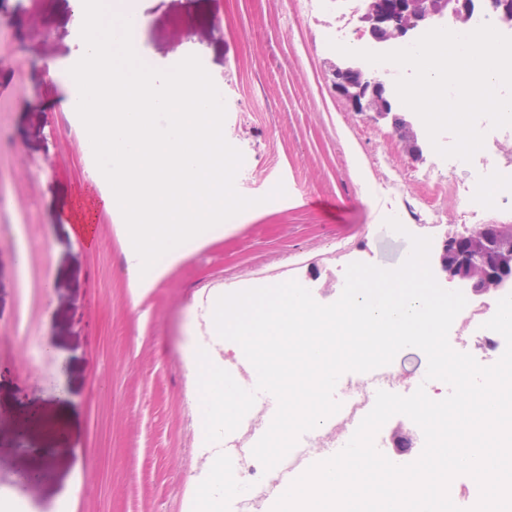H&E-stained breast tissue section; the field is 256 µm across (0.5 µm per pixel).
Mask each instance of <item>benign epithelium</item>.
<instances>
[{
  "label": "benign epithelium",
  "instance_id": "benign-epithelium-1",
  "mask_svg": "<svg viewBox=\"0 0 512 512\" xmlns=\"http://www.w3.org/2000/svg\"><path fill=\"white\" fill-rule=\"evenodd\" d=\"M471 6L468 0H365L359 17L363 32L375 43H387L407 38L412 32L436 20L451 16L464 22ZM330 71L337 92L355 112L367 113L372 118L388 119L404 149L414 158L422 156L418 134L413 123L393 111L385 84L366 76L355 62L331 63ZM499 227L496 224H478L463 235L445 236L437 246L434 257L436 278L446 286L466 284L476 296L498 292L497 282L512 278V268L505 266L508 259L490 257ZM393 455L412 444V434L403 426H395L389 435Z\"/></svg>",
  "mask_w": 512,
  "mask_h": 512
}]
</instances>
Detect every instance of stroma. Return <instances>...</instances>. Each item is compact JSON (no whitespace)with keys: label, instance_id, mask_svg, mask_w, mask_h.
I'll use <instances>...</instances> for the list:
<instances>
[{"label":"stroma","instance_id":"1","mask_svg":"<svg viewBox=\"0 0 512 512\" xmlns=\"http://www.w3.org/2000/svg\"><path fill=\"white\" fill-rule=\"evenodd\" d=\"M142 13L153 68L194 54L223 88L235 188L262 205L184 244L137 292L122 216L48 71L77 53L81 21L69 0H0V512H188L211 484L185 354L243 355L216 333L217 298L294 280L328 305L339 267L393 269L409 235L464 230L450 196L440 223L383 231L401 199L427 195L437 154L411 157L337 93L328 17L301 0H145Z\"/></svg>","mask_w":512,"mask_h":512}]
</instances>
